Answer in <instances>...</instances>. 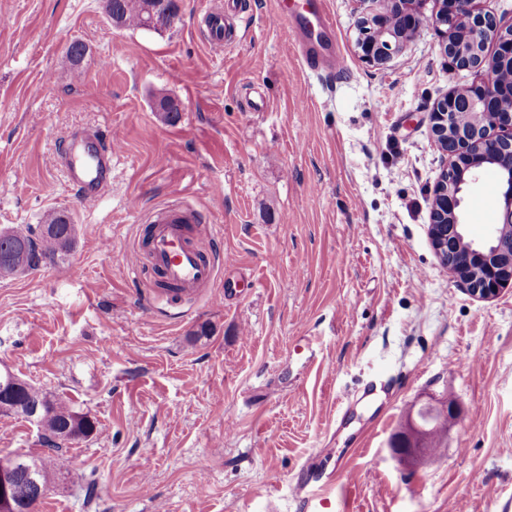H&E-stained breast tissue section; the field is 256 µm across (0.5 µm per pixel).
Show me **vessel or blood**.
Returning <instances> with one entry per match:
<instances>
[{
	"instance_id": "obj_1",
	"label": "vessel or blood",
	"mask_w": 512,
	"mask_h": 512,
	"mask_svg": "<svg viewBox=\"0 0 512 512\" xmlns=\"http://www.w3.org/2000/svg\"><path fill=\"white\" fill-rule=\"evenodd\" d=\"M237 8L236 0H223L206 10L205 36L213 47L229 42L228 17ZM270 22L294 31L301 60L315 75L331 76L343 70L344 56L336 42L335 23L326 0H275ZM116 150L115 141L102 140L95 130L77 129L68 134L57 163L82 203L99 202L111 188ZM196 221L192 209L168 206L149 214L142 238L152 269L179 285L182 294L191 296L213 286L216 279L212 258L188 240L187 227ZM337 483L334 473L305 469L293 488L301 512H348L347 499L337 492Z\"/></svg>"
}]
</instances>
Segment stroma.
<instances>
[{
    "label": "stroma",
    "mask_w": 512,
    "mask_h": 512,
    "mask_svg": "<svg viewBox=\"0 0 512 512\" xmlns=\"http://www.w3.org/2000/svg\"><path fill=\"white\" fill-rule=\"evenodd\" d=\"M210 2L179 0L157 32L113 27L105 0H0V228L51 210L76 227L64 260L0 277V369L96 425L55 453L63 479L38 512H298L307 463L344 467L350 512H493L512 496V286L472 296L427 233L447 167L429 112L488 72L449 68L436 0L382 65L355 52L375 0H328L346 58L331 78L267 23L274 0H245L235 38L211 48ZM161 94L176 123L154 111ZM83 127L120 143L91 209L55 163ZM462 196L483 241L501 192ZM178 202L223 234L212 293L172 302L131 270L147 263L140 213ZM442 401L430 458L402 464L394 438ZM40 450L33 425L0 415V455Z\"/></svg>",
    "instance_id": "stroma-1"
}]
</instances>
